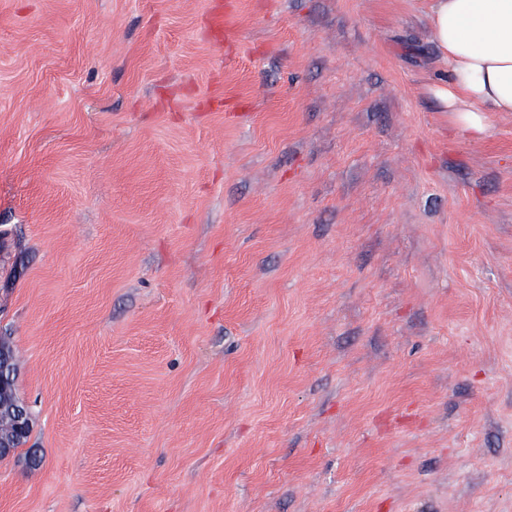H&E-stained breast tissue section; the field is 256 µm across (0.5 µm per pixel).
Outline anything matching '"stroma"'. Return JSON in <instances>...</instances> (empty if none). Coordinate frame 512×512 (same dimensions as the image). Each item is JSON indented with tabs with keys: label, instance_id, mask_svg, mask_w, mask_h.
Wrapping results in <instances>:
<instances>
[{
	"label": "stroma",
	"instance_id": "35a3bbf8",
	"mask_svg": "<svg viewBox=\"0 0 512 512\" xmlns=\"http://www.w3.org/2000/svg\"><path fill=\"white\" fill-rule=\"evenodd\" d=\"M422 5L0 0V512H512V113ZM6 364L1 365L0 374V398L2 407H0V457L9 456L14 451V439L25 434L32 425L30 413L26 408L13 405L7 413L3 412V403L8 401L7 389L12 383L11 375L5 374Z\"/></svg>",
	"mask_w": 512,
	"mask_h": 512
}]
</instances>
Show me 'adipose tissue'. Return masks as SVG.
<instances>
[{"label":"adipose tissue","instance_id":"obj_1","mask_svg":"<svg viewBox=\"0 0 512 512\" xmlns=\"http://www.w3.org/2000/svg\"><path fill=\"white\" fill-rule=\"evenodd\" d=\"M448 80L434 96L479 136L488 112H512V0H425Z\"/></svg>","mask_w":512,"mask_h":512}]
</instances>
